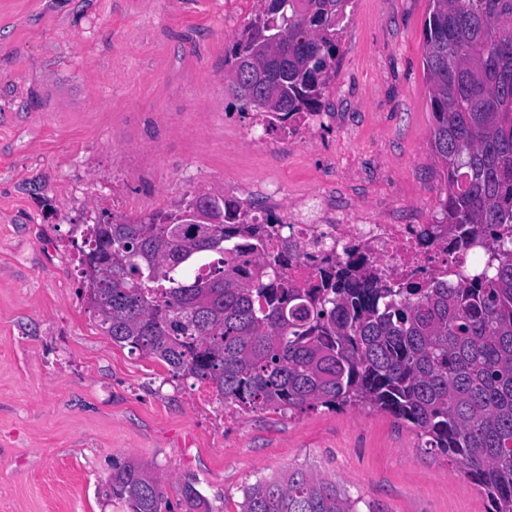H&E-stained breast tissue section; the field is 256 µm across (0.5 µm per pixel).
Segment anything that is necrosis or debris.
<instances>
[{
	"label": "necrosis or debris",
	"mask_w": 512,
	"mask_h": 512,
	"mask_svg": "<svg viewBox=\"0 0 512 512\" xmlns=\"http://www.w3.org/2000/svg\"><path fill=\"white\" fill-rule=\"evenodd\" d=\"M274 248H286L283 280L299 288L321 284L330 269L357 280L412 283L425 287L448 276H468L477 255L449 224H375L342 212L339 223H321L316 212L301 209L281 229Z\"/></svg>",
	"instance_id": "4bbe7bcc"
}]
</instances>
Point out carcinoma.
<instances>
[{"mask_svg":"<svg viewBox=\"0 0 512 512\" xmlns=\"http://www.w3.org/2000/svg\"><path fill=\"white\" fill-rule=\"evenodd\" d=\"M424 70L440 167V223L479 224L487 258L460 282L320 288L251 279L226 254L262 257L271 235L220 201L194 224L195 199L127 219L103 211L80 252L88 301L112 343L167 365L242 410L291 416L324 406L371 407L416 430L484 492L488 512H512V0H430ZM225 56L231 96L271 115L265 130L321 112L352 0H258ZM104 495L127 512H172L160 481L116 463ZM361 499L302 467L247 487L241 512H360ZM181 512H212L188 480Z\"/></svg>","mask_w":512,"mask_h":512,"instance_id":"obj_1","label":"carcinoma"}]
</instances>
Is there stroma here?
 <instances>
[{"label": "stroma", "instance_id": "35a3bbf8", "mask_svg": "<svg viewBox=\"0 0 512 512\" xmlns=\"http://www.w3.org/2000/svg\"><path fill=\"white\" fill-rule=\"evenodd\" d=\"M251 0H0V512H125L115 463L188 480L214 512L301 466L362 512H487L415 430L371 409L223 407L118 346L81 294V227L202 193L249 209L318 191L331 210L432 224L440 166L424 71L430 0H353L320 136L234 106L224 51Z\"/></svg>", "mask_w": 512, "mask_h": 512}]
</instances>
